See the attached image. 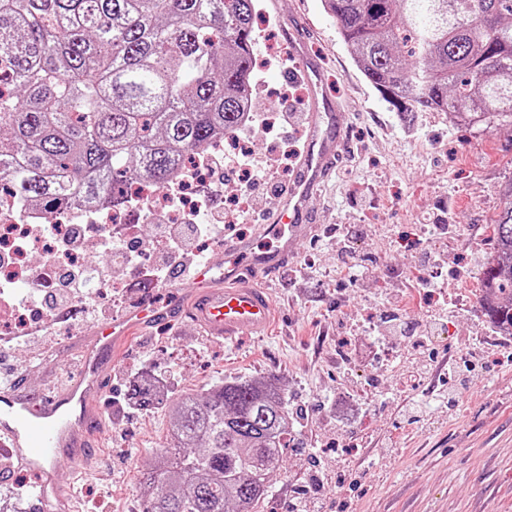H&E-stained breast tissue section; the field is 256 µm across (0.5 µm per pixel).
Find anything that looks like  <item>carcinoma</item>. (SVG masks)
Segmentation results:
<instances>
[{"label":"carcinoma","mask_w":512,"mask_h":512,"mask_svg":"<svg viewBox=\"0 0 512 512\" xmlns=\"http://www.w3.org/2000/svg\"><path fill=\"white\" fill-rule=\"evenodd\" d=\"M366 80L404 119L512 129V0H325ZM256 0H0V187L51 214L78 193L137 209L189 156L244 131ZM492 229L485 308L512 325V201ZM133 400L163 398L142 379ZM174 437L140 482L143 512H258L293 433L284 389L220 381L173 406Z\"/></svg>","instance_id":"cac0c4a2"}]
</instances>
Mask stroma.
<instances>
[{"label":"stroma","instance_id":"stroma-1","mask_svg":"<svg viewBox=\"0 0 512 512\" xmlns=\"http://www.w3.org/2000/svg\"><path fill=\"white\" fill-rule=\"evenodd\" d=\"M253 104L261 115L282 109L284 89L308 84L290 50L304 42L323 69L329 98L342 107L351 153L310 202L319 237L300 240L291 266L268 284L275 318L261 337L217 343L183 319L133 334L103 376L110 418L97 437L88 474L59 472L73 485L81 512L108 502L112 512H141L139 477L165 447L167 405L184 391L220 379L270 377L298 413L262 512H512V336L495 335L480 298L491 250L488 224L512 184V130L470 127L441 112L401 120L368 83L343 43L323 0H257ZM282 48L269 59L267 47ZM307 125L258 129L254 157L288 145L304 151ZM359 231L357 277L345 271L341 225ZM92 266L111 267L114 315L149 297L171 301L183 275L143 289L142 269L112 265L95 230L86 234ZM435 281L437 295H415ZM37 344H16L9 371L26 376L31 392L47 390L77 369L74 342L99 320L75 309ZM453 360L455 373L412 376L409 367ZM161 376L162 405L130 397L143 374Z\"/></svg>","mask_w":512,"mask_h":512}]
</instances>
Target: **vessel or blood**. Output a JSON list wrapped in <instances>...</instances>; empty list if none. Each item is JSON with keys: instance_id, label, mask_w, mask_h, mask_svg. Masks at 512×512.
Instances as JSON below:
<instances>
[{"instance_id": "obj_1", "label": "vessel or blood", "mask_w": 512, "mask_h": 512, "mask_svg": "<svg viewBox=\"0 0 512 512\" xmlns=\"http://www.w3.org/2000/svg\"><path fill=\"white\" fill-rule=\"evenodd\" d=\"M291 51L310 81L314 110L307 117L308 145L299 176L262 227L272 246L257 247L251 238L235 240L223 254L198 260L187 271L185 302L137 301L94 334L77 338L79 367L62 385L34 394L21 373L0 385V440L11 443L20 466L33 476L37 512H77L73 493L60 484L59 470L84 471L105 424L92 401L104 389L101 370L134 332L187 317L206 339L226 342L262 334L271 325L273 295L259 281L290 263L299 237L320 232V225L307 221L309 200L347 149L337 107L322 95L319 69L299 43H292Z\"/></svg>"}]
</instances>
